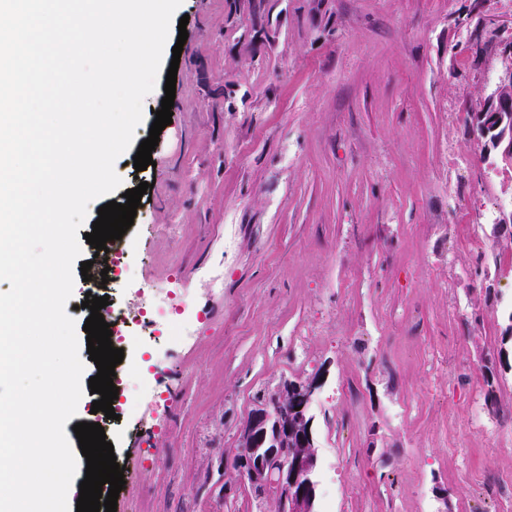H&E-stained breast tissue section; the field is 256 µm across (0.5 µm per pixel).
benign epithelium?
Returning a JSON list of instances; mask_svg holds the SVG:
<instances>
[{"instance_id":"7a95c632","label":"benign epithelium","mask_w":512,"mask_h":512,"mask_svg":"<svg viewBox=\"0 0 512 512\" xmlns=\"http://www.w3.org/2000/svg\"><path fill=\"white\" fill-rule=\"evenodd\" d=\"M512 112V68L503 71L490 104L475 122L492 164L508 161L512 141L506 140V114ZM318 387L317 379L285 380L279 389L281 408L258 406L239 428L238 439L248 453L235 457L232 468L241 486L260 484L279 512H317V452L312 426L300 430L288 416V403H306Z\"/></svg>"}]
</instances>
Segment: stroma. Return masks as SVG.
<instances>
[{
	"instance_id": "stroma-1",
	"label": "stroma",
	"mask_w": 512,
	"mask_h": 512,
	"mask_svg": "<svg viewBox=\"0 0 512 512\" xmlns=\"http://www.w3.org/2000/svg\"><path fill=\"white\" fill-rule=\"evenodd\" d=\"M182 0L189 18L172 122L124 189L126 272L86 295L151 308L154 288L202 324L174 343L141 328L146 364L92 412L124 470L117 512H273L226 467L263 394L319 378L310 407L318 512H501L512 473V197L468 113L512 65V0Z\"/></svg>"
}]
</instances>
